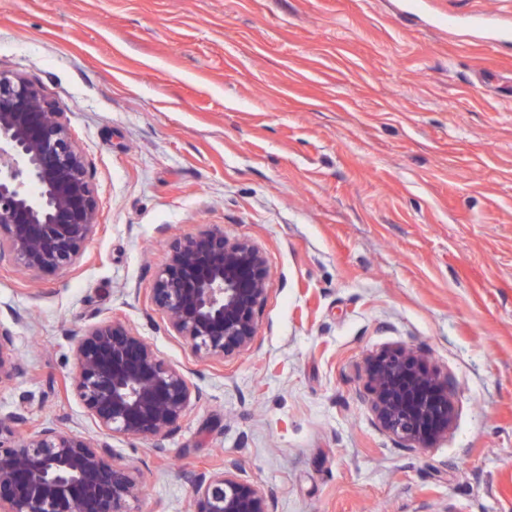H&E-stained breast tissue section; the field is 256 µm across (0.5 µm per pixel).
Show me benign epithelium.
Returning a JSON list of instances; mask_svg holds the SVG:
<instances>
[{
    "instance_id": "1",
    "label": "benign epithelium",
    "mask_w": 512,
    "mask_h": 512,
    "mask_svg": "<svg viewBox=\"0 0 512 512\" xmlns=\"http://www.w3.org/2000/svg\"><path fill=\"white\" fill-rule=\"evenodd\" d=\"M99 228L86 161L66 113L23 77L0 75V261L29 274L67 272ZM150 303L168 332L195 355L223 360L255 350L268 293L260 248L218 225L166 242ZM78 397L104 439L58 424L30 426V393L0 415V512H130L140 482L115 462L107 438H164L200 391L126 322L103 320L74 340ZM23 370L11 330L0 326V385ZM375 424L402 444L427 449L454 422L448 376L405 347L365 367ZM193 512H275L272 499L231 471L201 472Z\"/></svg>"
}]
</instances>
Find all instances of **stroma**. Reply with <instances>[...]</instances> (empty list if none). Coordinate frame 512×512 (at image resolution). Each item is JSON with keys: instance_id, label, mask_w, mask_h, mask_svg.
<instances>
[{"instance_id": "1", "label": "stroma", "mask_w": 512, "mask_h": 512, "mask_svg": "<svg viewBox=\"0 0 512 512\" xmlns=\"http://www.w3.org/2000/svg\"><path fill=\"white\" fill-rule=\"evenodd\" d=\"M512 0H0V73L69 119L100 228L67 273L0 262L24 371L0 414L100 433L71 336L116 317L201 391L137 466L131 512H191L223 471L276 512H512ZM264 253L253 352L197 358L150 304L167 237ZM453 384L431 448L374 423L367 358Z\"/></svg>"}]
</instances>
